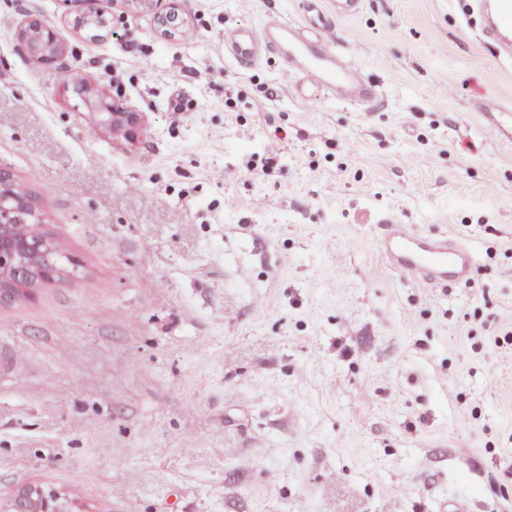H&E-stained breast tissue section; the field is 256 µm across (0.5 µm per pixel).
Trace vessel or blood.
<instances>
[{"label":"vessel or blood","mask_w":512,"mask_h":512,"mask_svg":"<svg viewBox=\"0 0 512 512\" xmlns=\"http://www.w3.org/2000/svg\"><path fill=\"white\" fill-rule=\"evenodd\" d=\"M493 12L482 28L485 39L507 57L512 56V0H493ZM363 0H334L327 15L319 0H302V18L289 21L270 16L259 29L231 28L224 47L241 65L275 54L283 63L291 90L301 98L327 95L346 105H367L379 96V87L352 63L332 40V16L349 18L362 9ZM378 248L395 270L427 283L462 282L473 270L471 251L448 233L423 234L391 220L378 226Z\"/></svg>","instance_id":"obj_1"}]
</instances>
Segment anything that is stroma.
<instances>
[{"label": "stroma", "instance_id": "35a3bbf8", "mask_svg": "<svg viewBox=\"0 0 512 512\" xmlns=\"http://www.w3.org/2000/svg\"><path fill=\"white\" fill-rule=\"evenodd\" d=\"M300 0H0V168L64 273L0 300V497L61 512H512V58L466 0H364L333 36L371 104L296 98L224 31ZM39 19L63 48L24 53ZM208 72L202 82L198 72ZM141 115L100 125L70 73ZM280 156L261 166L270 146ZM391 218L469 247L451 288L378 250ZM26 53L43 65L55 63L63 53L53 28L41 21L31 20L17 32ZM512 109L495 110L487 113L488 130L498 139L512 142ZM506 115L507 119L500 117ZM56 497L37 485H28L15 493L7 503L0 500L1 512H60Z\"/></svg>", "mask_w": 512, "mask_h": 512}]
</instances>
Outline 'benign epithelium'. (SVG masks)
I'll return each instance as SVG.
<instances>
[{"mask_svg": "<svg viewBox=\"0 0 512 512\" xmlns=\"http://www.w3.org/2000/svg\"><path fill=\"white\" fill-rule=\"evenodd\" d=\"M17 37L26 53L40 64H53L63 53L53 28L41 21L27 22ZM77 94L93 106L99 122L112 133L134 138L140 125L138 113L125 111L95 85L84 83ZM41 226L30 199L17 188L10 172L0 169V296L8 297L21 286L52 281L63 273L56 246ZM0 512L59 510L55 496L28 485L7 503L0 502Z\"/></svg>", "mask_w": 512, "mask_h": 512, "instance_id": "benign-epithelium-1", "label": "benign epithelium"}]
</instances>
